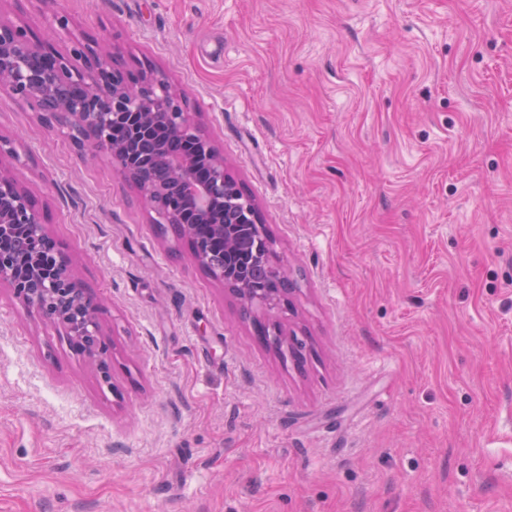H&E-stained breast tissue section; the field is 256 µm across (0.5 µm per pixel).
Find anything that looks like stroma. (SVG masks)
Listing matches in <instances>:
<instances>
[{"label": "stroma", "instance_id": "1", "mask_svg": "<svg viewBox=\"0 0 512 512\" xmlns=\"http://www.w3.org/2000/svg\"><path fill=\"white\" fill-rule=\"evenodd\" d=\"M180 89L296 286L302 365L102 155L0 137L110 360L0 288V512H512V0H0Z\"/></svg>", "mask_w": 512, "mask_h": 512}]
</instances>
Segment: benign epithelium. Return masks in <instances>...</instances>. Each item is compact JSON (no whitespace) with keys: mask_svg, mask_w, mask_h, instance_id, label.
I'll list each match as a JSON object with an SVG mask.
<instances>
[{"mask_svg":"<svg viewBox=\"0 0 512 512\" xmlns=\"http://www.w3.org/2000/svg\"><path fill=\"white\" fill-rule=\"evenodd\" d=\"M0 89L37 112L46 127L65 130L78 146L105 153L155 212L156 223L172 225L199 265L229 286L244 318L263 325L275 337L274 348L282 347L280 317L295 288L277 255L276 241L256 204L239 187L229 194V204L250 215L253 223H230L224 217L219 203L227 183L224 156L187 111L184 97L161 75L124 73L101 39H76L69 52L60 53L41 34L0 17ZM128 112L134 124L129 138L120 142L112 136V119ZM163 134L189 147L185 153L160 157L178 183L174 190L134 162L135 147L155 144ZM6 155H14V149L0 138V288H9L20 303L79 337L82 351L105 375L108 361L100 349L97 309L81 312V306L91 303V295L75 276L70 255L58 247L47 259L38 254L25 262L12 257L16 235L39 239L49 233L43 207L3 166ZM189 212L191 220L186 219ZM199 224L210 225L215 237L224 240V263L209 256L208 244L197 235ZM248 250L250 263L266 277L263 287L254 284L250 268L238 259L239 252Z\"/></svg>","mask_w":512,"mask_h":512,"instance_id":"1","label":"benign epithelium"}]
</instances>
